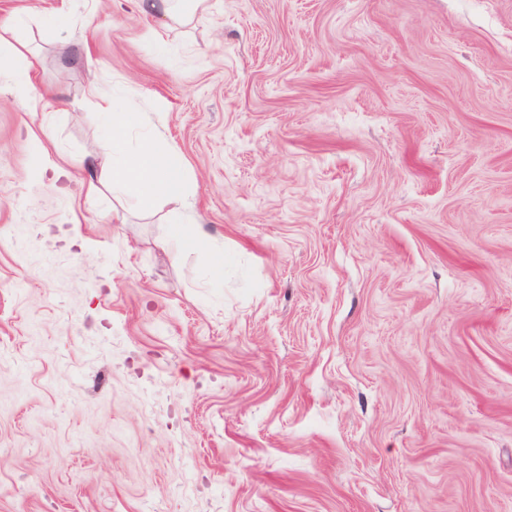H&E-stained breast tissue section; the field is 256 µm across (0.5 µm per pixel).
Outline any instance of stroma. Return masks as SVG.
<instances>
[{
	"instance_id": "obj_1",
	"label": "stroma",
	"mask_w": 512,
	"mask_h": 512,
	"mask_svg": "<svg viewBox=\"0 0 512 512\" xmlns=\"http://www.w3.org/2000/svg\"><path fill=\"white\" fill-rule=\"evenodd\" d=\"M16 49L0 512H512V0H0ZM103 98L184 201L90 191ZM144 13H160L173 21H187L206 0H139ZM149 1V2H145ZM170 224L171 227L169 239L179 243L184 248H194L200 238L197 228L190 227L193 223H186L180 218H175Z\"/></svg>"
}]
</instances>
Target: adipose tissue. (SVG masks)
I'll list each match as a JSON object with an SVG mask.
<instances>
[{
	"instance_id": "adipose-tissue-1",
	"label": "adipose tissue",
	"mask_w": 512,
	"mask_h": 512,
	"mask_svg": "<svg viewBox=\"0 0 512 512\" xmlns=\"http://www.w3.org/2000/svg\"><path fill=\"white\" fill-rule=\"evenodd\" d=\"M112 122V137L96 155L94 164L100 170L101 182L111 184L120 195L151 199H179L187 194L180 156L160 149L150 138L137 148H130L127 132L138 122L132 108L116 109L104 104Z\"/></svg>"
}]
</instances>
